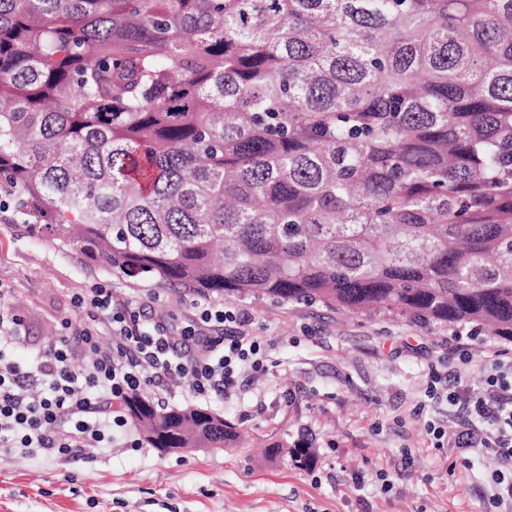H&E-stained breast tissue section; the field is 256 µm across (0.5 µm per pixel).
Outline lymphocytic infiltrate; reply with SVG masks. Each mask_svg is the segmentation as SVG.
Instances as JSON below:
<instances>
[{
  "label": "lymphocytic infiltrate",
  "instance_id": "obj_1",
  "mask_svg": "<svg viewBox=\"0 0 512 512\" xmlns=\"http://www.w3.org/2000/svg\"><path fill=\"white\" fill-rule=\"evenodd\" d=\"M76 307L85 317L79 337L58 336L33 368L7 359L0 347V448L63 459L76 449L111 443L113 430L126 425L124 400L146 385L184 378L194 396H226L242 370L264 368L252 337L231 333L203 340L189 327L174 342L163 323H149L143 307L117 300L105 287L87 289ZM104 330L116 333L119 343L102 351L98 339ZM78 343L95 354L80 368L74 365ZM196 343L203 345V355L183 360L178 345ZM39 380L47 390L35 397L31 388ZM445 399L462 405L468 418L450 437L454 447L493 455L499 463L491 507L512 501V360L493 354L481 388L472 393L454 383Z\"/></svg>",
  "mask_w": 512,
  "mask_h": 512
}]
</instances>
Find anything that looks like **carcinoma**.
Returning <instances> with one entry per match:
<instances>
[{
    "mask_svg": "<svg viewBox=\"0 0 512 512\" xmlns=\"http://www.w3.org/2000/svg\"><path fill=\"white\" fill-rule=\"evenodd\" d=\"M2 198L134 281L512 342V0H0Z\"/></svg>",
    "mask_w": 512,
    "mask_h": 512,
    "instance_id": "obj_1",
    "label": "carcinoma"
}]
</instances>
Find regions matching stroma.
I'll use <instances>...</instances> for the list:
<instances>
[{
  "label": "stroma",
  "instance_id": "1",
  "mask_svg": "<svg viewBox=\"0 0 512 512\" xmlns=\"http://www.w3.org/2000/svg\"><path fill=\"white\" fill-rule=\"evenodd\" d=\"M96 284L176 330L194 323L205 302L247 312L237 330L261 343L265 371L240 375L233 400L201 403L239 437L229 447L163 453L131 427L112 446L67 459L4 451L0 512H489L498 463L436 446L430 427L451 426L454 412L430 399L429 371H458L462 386L478 389L484 358L512 354V343L472 335L466 325L186 295L122 277L48 229L0 213V311L23 323L15 361L46 349L64 321L80 328L74 300ZM459 334L465 364L451 356ZM302 441L316 450L313 468L288 455Z\"/></svg>",
  "mask_w": 512,
  "mask_h": 512
}]
</instances>
